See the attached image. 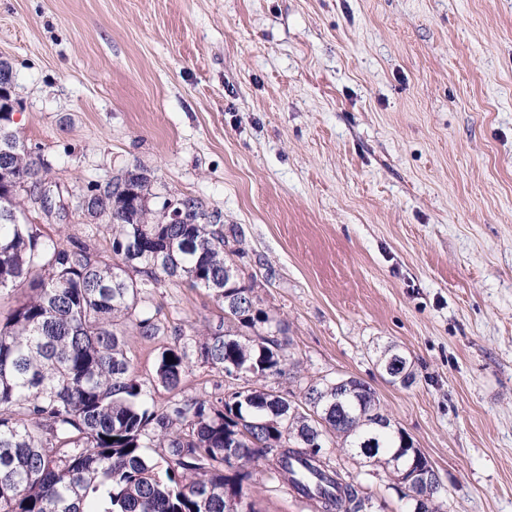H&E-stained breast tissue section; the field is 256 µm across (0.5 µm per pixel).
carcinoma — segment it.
<instances>
[{"instance_id": "1", "label": "carcinoma", "mask_w": 512, "mask_h": 512, "mask_svg": "<svg viewBox=\"0 0 512 512\" xmlns=\"http://www.w3.org/2000/svg\"><path fill=\"white\" fill-rule=\"evenodd\" d=\"M8 137L0 141V185L25 183L30 193L0 195V290L28 294L0 320V512H225V496L246 494L262 461L318 512H366L361 485L302 452L304 443L320 435L376 467L392 456L415 461L404 431L391 425L378 435L368 424L379 400L362 380L344 391L331 381L309 385L303 399L320 397L318 422L302 406L285 405L292 392L266 393L267 379L299 361L275 316L239 303L254 291V276L224 281L239 250L229 247L220 212L191 195L157 196L154 177L136 166L127 170L131 195L118 175L87 187L104 198L111 255L86 239L45 240L38 225L15 218H24L22 203L38 193L46 162L15 133ZM171 204L184 206L182 223H168ZM183 282L210 291L224 310L219 325L195 338L149 305L154 289ZM133 333L175 337L156 365L167 389L181 387L195 357L221 371L238 366L257 387L238 393L229 382L221 396L151 406L133 374ZM241 418L257 422L246 438L238 433ZM231 447L235 462L226 468ZM395 485L404 499L429 491L431 512H440L438 483Z\"/></svg>"}]
</instances>
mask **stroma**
Wrapping results in <instances>:
<instances>
[{
	"label": "stroma",
	"mask_w": 512,
	"mask_h": 512,
	"mask_svg": "<svg viewBox=\"0 0 512 512\" xmlns=\"http://www.w3.org/2000/svg\"><path fill=\"white\" fill-rule=\"evenodd\" d=\"M13 128L77 194L138 166L221 211L280 319L303 393L367 382L429 459L442 512H512V0H0ZM49 238L111 232L79 213ZM163 318L202 331L212 294L168 284ZM170 337L131 338L155 406ZM395 346L414 373L390 383ZM370 498L388 474L331 451ZM255 512H317L267 465Z\"/></svg>",
	"instance_id": "1"
}]
</instances>
